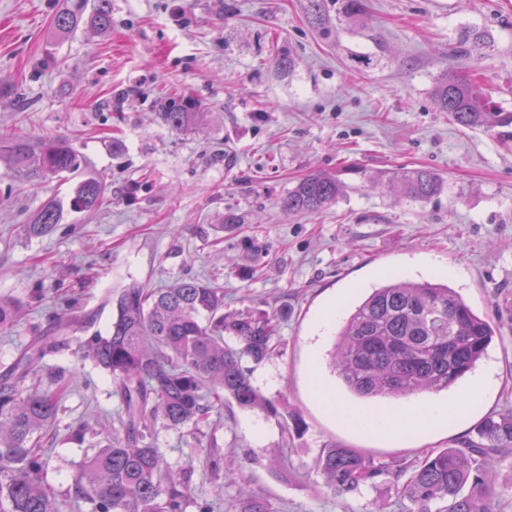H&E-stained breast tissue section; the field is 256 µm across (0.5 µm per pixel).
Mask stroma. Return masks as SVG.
I'll use <instances>...</instances> for the list:
<instances>
[{
  "label": "stroma",
  "instance_id": "35a3bbf8",
  "mask_svg": "<svg viewBox=\"0 0 512 512\" xmlns=\"http://www.w3.org/2000/svg\"><path fill=\"white\" fill-rule=\"evenodd\" d=\"M366 4V28L333 40L308 24L304 0H112L111 30L58 38L50 23L63 0H0V139L69 138L87 174L109 187L100 210L78 213L70 184L24 183L0 162V296L21 306L0 330V366L29 337L54 333L64 305L82 318L67 335L105 331L111 294L134 281L210 282L223 289L228 313L288 310L274 355L251 380L305 429L286 432L280 420L234 405L195 428L156 424L171 467L209 444L245 461L220 489L196 469L187 512L218 494L223 512H237L244 488L271 512H404L391 479L336 494L315 458L336 445L409 469L427 451L458 447L486 415L512 410V127L463 128L431 96L436 76L452 67L477 74L494 108L512 112V0ZM474 32L490 44L464 54L462 39ZM285 52L297 59L289 74L278 68ZM361 54L382 61L354 68ZM174 92L206 112L199 129L177 133L157 120ZM355 165L425 168L444 186L415 202L363 186ZM337 170L349 190L330 208L282 209L299 179ZM50 199L60 204L55 229L27 236L24 224ZM230 209L243 223L223 226ZM390 274L448 283L495 329L473 373L418 397L457 403V424L370 433L328 412L313 388L336 386L327 365L335 339H316L317 315L331 305L347 314ZM488 371L494 389L463 404ZM41 380L65 390L48 481L63 512H91L71 501L70 488L92 444L119 433L112 378L69 349L47 357ZM82 422L83 442L70 440Z\"/></svg>",
  "mask_w": 512,
  "mask_h": 512
}]
</instances>
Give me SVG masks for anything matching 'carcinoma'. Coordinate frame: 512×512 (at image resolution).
Here are the masks:
<instances>
[{
  "label": "carcinoma",
  "instance_id": "1",
  "mask_svg": "<svg viewBox=\"0 0 512 512\" xmlns=\"http://www.w3.org/2000/svg\"><path fill=\"white\" fill-rule=\"evenodd\" d=\"M51 27L58 37L84 25L96 31L112 27V0H64ZM309 24L328 38L334 23L363 20L362 0H306ZM436 107L457 124L492 131L512 126V112L491 111L480 85L447 67L432 88ZM206 113L185 99H165L160 121L175 132L201 124ZM4 160L19 180L39 183L73 178L70 206L94 212L105 201L103 179L84 173L72 143L56 135L38 140L18 137L0 143ZM369 184L397 189L427 202L441 188V177L423 168L356 171ZM347 185L337 174L314 172L301 178L282 198L283 210L319 214L336 203ZM59 205L43 204L31 223L30 237L52 232ZM18 314L16 302L0 297V330ZM288 314H224V291L197 279L165 288L132 282L112 302L106 335L78 341L66 336H33L14 360L0 370V512H61L47 480L44 438L55 425L60 391L41 388L44 359L77 343L85 360L112 376L121 403L124 437L100 440L74 478L71 500L86 501L92 512H186L193 465L173 468L156 448L157 421L171 427L198 425L220 415L227 403L260 409L288 420V414L250 381L249 360L264 361L273 351L280 320ZM231 335L236 347L229 346ZM494 336L491 325L445 283L385 282L355 306L339 332L329 366L341 389L359 398L404 397L446 391L473 370ZM203 468L218 488L240 466L224 449L201 448ZM512 455V411L484 417L476 438L459 448L432 450L397 484L406 512H497L491 479ZM323 485L346 494L374 484L389 466L353 448H326L315 462ZM239 512H271L259 495L245 493Z\"/></svg>",
  "mask_w": 512,
  "mask_h": 512
}]
</instances>
